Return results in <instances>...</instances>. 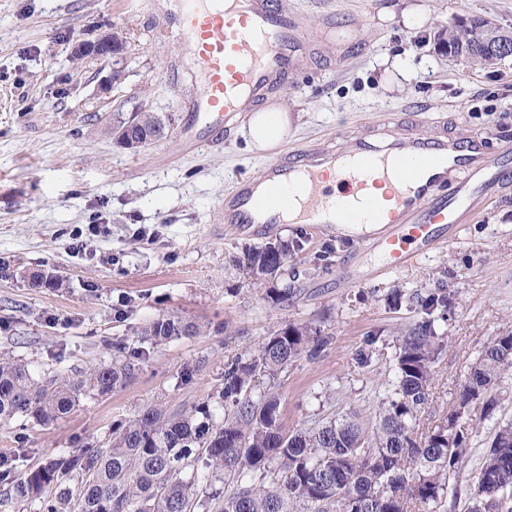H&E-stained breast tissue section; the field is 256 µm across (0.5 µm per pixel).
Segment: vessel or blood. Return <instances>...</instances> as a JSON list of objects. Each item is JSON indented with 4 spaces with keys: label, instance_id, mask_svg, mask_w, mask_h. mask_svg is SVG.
I'll use <instances>...</instances> for the list:
<instances>
[{
    "label": "vessel or blood",
    "instance_id": "1",
    "mask_svg": "<svg viewBox=\"0 0 512 512\" xmlns=\"http://www.w3.org/2000/svg\"><path fill=\"white\" fill-rule=\"evenodd\" d=\"M177 36L200 84L179 129L188 148L244 120L243 102H263L300 74L313 46L281 0H170ZM305 183L299 223L345 228L380 225L376 247L386 270L432 252L449 228L475 215L512 183V153L490 154L482 139L390 117L373 131L326 140L270 160L236 180L216 222L282 224L286 206L272 195Z\"/></svg>",
    "mask_w": 512,
    "mask_h": 512
}]
</instances>
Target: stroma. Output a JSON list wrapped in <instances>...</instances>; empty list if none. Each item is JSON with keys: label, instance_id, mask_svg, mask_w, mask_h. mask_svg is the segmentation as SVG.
<instances>
[{"label": "stroma", "instance_id": "stroma-1", "mask_svg": "<svg viewBox=\"0 0 512 512\" xmlns=\"http://www.w3.org/2000/svg\"><path fill=\"white\" fill-rule=\"evenodd\" d=\"M407 5L421 11L422 27L403 25ZM288 8L322 51L272 96L293 116L282 152L391 115L435 127L459 122L492 151L512 147V56L480 69L435 47L440 27L458 16L512 27V0H288ZM167 26L163 0H0V355L30 362L38 375L84 370L111 359V342L135 345L159 317L198 327L151 349L132 378L82 398L52 426L0 425V451H20L16 476L58 450L105 442L145 407L209 401L228 360L289 324H310L331 343L278 377L285 427L373 413L393 389L396 336L421 317L411 296L438 286L451 305L447 321L434 323L440 349L420 425L440 423L485 344L512 330V186L479 204L453 242L383 276L377 253L329 226L214 223L225 192L266 159L239 129L184 149L179 104L198 84ZM110 28L127 37L119 64L71 57L76 42ZM388 56L401 60L403 74L385 75ZM115 68L119 80L102 91ZM141 106L172 124L130 151L106 127ZM85 224L105 232L79 250L71 232ZM275 238L291 247L295 290L278 304L236 263ZM30 272L64 285L30 287Z\"/></svg>", "mask_w": 512, "mask_h": 512}]
</instances>
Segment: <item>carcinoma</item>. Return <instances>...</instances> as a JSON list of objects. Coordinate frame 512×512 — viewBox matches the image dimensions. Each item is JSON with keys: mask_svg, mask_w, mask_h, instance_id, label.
<instances>
[{"mask_svg": "<svg viewBox=\"0 0 512 512\" xmlns=\"http://www.w3.org/2000/svg\"><path fill=\"white\" fill-rule=\"evenodd\" d=\"M468 43L463 60L492 64L501 56L487 44ZM169 116L131 113L113 122L137 140L165 134ZM289 245L269 241L245 255L258 282L274 280ZM425 317L397 339L392 393L381 399L375 419L357 413L331 417L290 431L280 417L275 379L297 357H316L330 337L304 324H289L268 336L257 352L224 365L215 403L168 411L142 409L112 431L100 446L62 449L20 479L11 476L16 455L0 453V482L10 500L37 502L40 512H195L212 502L217 512H448L457 500L459 477L471 452L472 411L494 417L500 403L493 388L512 369V331L492 338L465 376L452 409L440 424L420 431L419 417L434 383L437 310L448 292L416 295ZM197 327L175 315L154 320L140 342L158 345L191 336ZM112 360L80 372L37 376L30 363L0 357V423L31 420L47 426L89 395H105L129 379L143 347L114 346ZM468 512H512V419L496 422L494 435L467 481Z\"/></svg>", "mask_w": 512, "mask_h": 512, "instance_id": "obj_1", "label": "carcinoma"}]
</instances>
